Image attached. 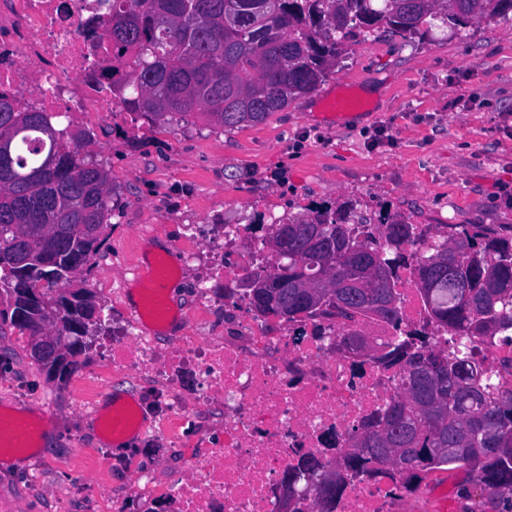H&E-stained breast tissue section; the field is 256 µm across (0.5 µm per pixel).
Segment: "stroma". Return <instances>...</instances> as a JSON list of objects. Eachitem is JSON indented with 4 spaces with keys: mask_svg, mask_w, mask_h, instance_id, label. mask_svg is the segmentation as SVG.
Listing matches in <instances>:
<instances>
[{
    "mask_svg": "<svg viewBox=\"0 0 512 512\" xmlns=\"http://www.w3.org/2000/svg\"><path fill=\"white\" fill-rule=\"evenodd\" d=\"M354 88L365 110L331 120L324 102ZM73 131L109 172L115 211L105 243L76 284L94 289L106 319L88 336L86 369L101 366L100 343L127 316L136 273L171 253L177 272L166 293L172 336H223L224 308L202 310L198 282L212 265L207 248L185 263L187 225L209 238L227 224H268L284 213L353 205L372 222L397 217L423 228L491 224L512 235V18L474 20L465 33L433 28L421 38L392 31L347 42L333 73L312 93L254 126L231 131L193 119L174 134L149 131L128 112L101 119L71 113ZM154 380L106 373L95 388L80 375L47 381L27 338L0 330V412L39 418L29 451L0 458V512H156L136 495L137 471L158 485L187 473L200 434L224 436L222 411L189 414L179 445L142 434L113 445L102 433L109 394L149 403Z\"/></svg>",
    "mask_w": 512,
    "mask_h": 512,
    "instance_id": "stroma-1",
    "label": "stroma"
}]
</instances>
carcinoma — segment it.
I'll list each match as a JSON object with an SVG mask.
<instances>
[{
  "mask_svg": "<svg viewBox=\"0 0 512 512\" xmlns=\"http://www.w3.org/2000/svg\"><path fill=\"white\" fill-rule=\"evenodd\" d=\"M100 68L124 110L164 130L200 116L222 129L263 122L326 80L345 42L389 29L423 36L440 25L457 33L475 19L512 13V0H103ZM53 115L0 95V326L29 338L30 356L52 383L64 384L86 362L83 337L100 322L90 288L73 289L106 239L112 217L108 174L80 134ZM351 206L313 209L276 220L269 252L288 232V255L224 285L243 295L254 316L294 323L313 316H375L401 325L395 268L403 251L420 256L417 290L429 319L458 336L512 344V238L489 224H448L437 236L401 220L379 223L383 246L360 231ZM254 281L256 288L242 283ZM49 336L52 359L35 353ZM403 342L383 355L403 364L397 400L356 435L336 464L302 467L304 489L320 512L352 479L383 467L417 491L424 475L463 468L480 487L462 494L461 512L489 504L512 512V393L493 395L483 360Z\"/></svg>",
  "mask_w": 512,
  "mask_h": 512,
  "instance_id": "1",
  "label": "carcinoma"
}]
</instances>
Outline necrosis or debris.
Wrapping results in <instances>:
<instances>
[{
    "mask_svg": "<svg viewBox=\"0 0 512 512\" xmlns=\"http://www.w3.org/2000/svg\"><path fill=\"white\" fill-rule=\"evenodd\" d=\"M98 0H0V94L54 115L118 108L92 76L96 56L86 30L100 27ZM256 227L233 224L214 239L224 257V279L263 262ZM417 266H397L400 327L377 320L312 318L269 333L267 321L247 316L248 302L225 298L224 313L236 337L222 341L174 336L157 344L145 319L121 322L102 347L116 372L150 374L162 410L156 436L180 438L188 414L181 381L194 374L193 398L209 405L222 398L224 443L200 440L189 477L166 487L141 470L137 491L163 501L168 512H281L286 475L308 460L341 457L352 437L381 417L401 391V364L382 356L400 333L426 335L445 348L453 336L427 325L415 288ZM402 479L392 472L354 479L336 499V512H411Z\"/></svg>",
    "mask_w": 512,
    "mask_h": 512,
    "instance_id": "obj_1",
    "label": "necrosis or debris"
}]
</instances>
